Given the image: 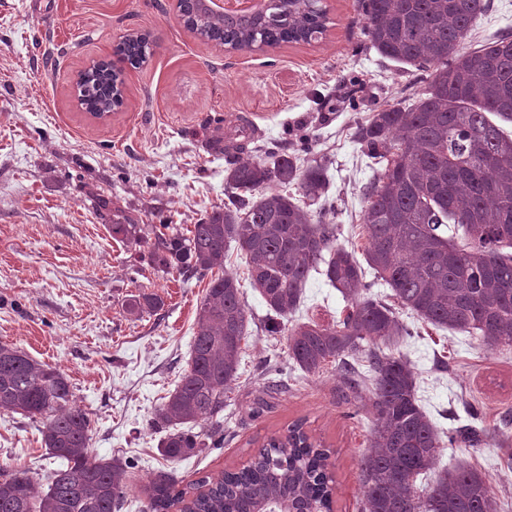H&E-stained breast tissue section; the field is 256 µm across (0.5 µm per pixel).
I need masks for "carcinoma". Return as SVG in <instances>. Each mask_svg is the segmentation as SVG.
Listing matches in <instances>:
<instances>
[{
    "label": "carcinoma",
    "mask_w": 512,
    "mask_h": 512,
    "mask_svg": "<svg viewBox=\"0 0 512 512\" xmlns=\"http://www.w3.org/2000/svg\"><path fill=\"white\" fill-rule=\"evenodd\" d=\"M187 30L233 51L321 38L327 14L321 0H273L259 14L214 16L202 0H182ZM365 32L383 57L428 73L411 102L376 110L356 124L354 141L378 165L363 191L366 231L360 263L356 250L337 244V227L309 206L327 197L322 163L301 165L311 143L300 137L294 153L254 156L249 137L232 147L226 169L229 203L192 227L153 224L150 265L209 279L196 312L187 368L155 411L151 427L165 432L161 455L171 461L224 443L218 415L224 391L238 379L249 318L238 280L224 273L227 246L245 256L248 276L263 299L270 331L301 304L311 272L347 301L328 326L310 320L288 330L293 367L311 374L336 364L345 385L371 382L370 451L361 464L364 512H499L486 477L473 468L444 471L426 486L441 432L417 396L416 372L403 355L384 348L412 335L397 310L426 324L478 335L490 347L512 348V135L495 115L512 122V35L502 34L462 51L467 34L490 0H358ZM121 60L146 62L150 43L123 42ZM80 104L91 114L110 111L116 94L112 70L83 73ZM295 185L298 195L273 189ZM112 238L139 244L146 228L117 209ZM374 280L365 281V268ZM382 284L389 304L370 296ZM155 293L131 297L132 315L158 310ZM42 419V443L59 460L47 490L25 471L0 469V512H116L130 490L128 465L119 456L91 459L90 419L77 404L67 376L24 351L0 345V410ZM203 422L211 434L195 431ZM486 429L473 424L448 431V443L476 446ZM329 450L295 423L273 435L250 463L175 489L166 472L151 488V512H328L332 489Z\"/></svg>",
    "instance_id": "cac0c4a2"
}]
</instances>
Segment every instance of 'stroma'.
Here are the masks:
<instances>
[{"label": "stroma", "instance_id": "35a3bbf8", "mask_svg": "<svg viewBox=\"0 0 512 512\" xmlns=\"http://www.w3.org/2000/svg\"><path fill=\"white\" fill-rule=\"evenodd\" d=\"M319 41L225 51L181 26L168 0H0V344L63 371L91 420L90 457L132 465L122 512H148L158 472L178 488L247 465L270 434L302 421L330 450L332 512H360L361 461L372 425L368 393L343 391L334 367L291 370L284 334L264 328L267 309L237 248L236 277L249 313L239 378L224 395V445L170 461L160 455L156 409L179 381L207 284L149 263V244L113 239L92 197L111 198L143 224L198 223L228 200L225 146L246 130L258 150L290 151L308 135L326 163L328 217L350 244L359 230L372 165L354 142L356 123L408 98L425 74L382 57L365 33L358 0H328ZM134 30L150 32L147 63L126 67L125 103L106 119L72 93L79 73ZM512 33V0H491L464 42L476 48ZM157 294L153 313L129 314V299ZM345 302L311 274L289 323L331 322ZM398 349L417 372L420 404L439 427L469 423L481 410L490 431L476 447H443L435 472L472 467L486 476L502 512H512V349L468 334L419 325ZM286 391L266 395L277 372ZM41 420L0 412V468L46 485L56 466Z\"/></svg>", "mask_w": 512, "mask_h": 512}]
</instances>
